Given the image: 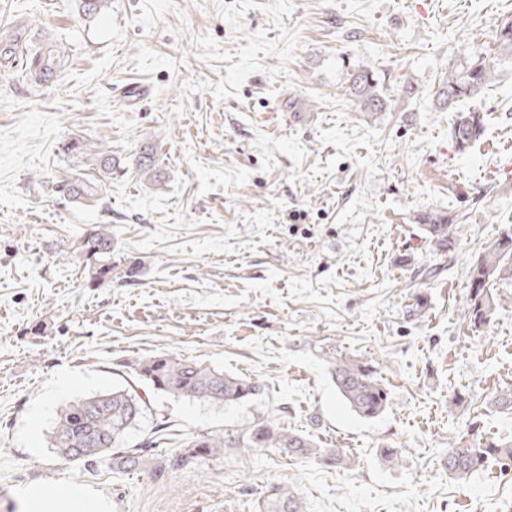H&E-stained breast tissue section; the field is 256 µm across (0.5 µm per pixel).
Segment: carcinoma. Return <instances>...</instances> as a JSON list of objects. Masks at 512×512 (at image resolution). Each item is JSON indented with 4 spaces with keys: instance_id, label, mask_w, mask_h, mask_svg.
I'll return each instance as SVG.
<instances>
[{
    "instance_id": "carcinoma-1",
    "label": "carcinoma",
    "mask_w": 512,
    "mask_h": 512,
    "mask_svg": "<svg viewBox=\"0 0 512 512\" xmlns=\"http://www.w3.org/2000/svg\"><path fill=\"white\" fill-rule=\"evenodd\" d=\"M19 43L18 37L10 33L0 37V60L15 59L19 54ZM497 45L500 53L512 56V21L500 28ZM33 59L39 71L32 70L28 60L22 78L39 87L57 75L64 62V51L47 42L35 52ZM494 65L493 59L479 56L461 71H448V75L438 81L435 106L450 110L458 102L477 95L492 76ZM348 93L363 112H381L385 108L378 84L367 66L350 74ZM483 130L480 113H458L450 131L456 150L466 152L480 139ZM154 155V148L148 146L138 156L136 169L140 174L153 173ZM60 188L67 196L78 198L89 206L104 200L101 184L81 172L74 174ZM420 222L429 242L441 252L453 253L455 228L449 216L428 213L420 217ZM107 228L106 224L98 225V229L82 238L76 247V257L83 261L91 287L110 283L114 278L126 282L139 276L138 265L121 268L112 262V234ZM467 277L470 288L466 321L468 326L477 328L487 323L499 306L500 296L493 293V285L512 281V225L505 226L500 236L467 268ZM330 365L339 395L359 417L373 419L388 408L389 390L374 376L373 367L333 355ZM129 369L149 389L175 399L228 405L251 399L263 391V385L255 379L231 375L222 369L175 356L137 359ZM149 407V396H141L134 388L120 385L71 401L57 411L49 435L50 447L68 461L91 465L102 456H110L113 463L124 468L150 463L151 451L169 444L178 445L179 453L157 464L160 469L188 467L218 455L226 448H274L291 455L314 458L330 467H345L351 463L339 449H321L311 439L268 420L257 422L244 431L182 435L176 424L163 419L156 421L148 437L130 439L129 433L147 415ZM491 459L512 467V441L452 437L445 467L449 478L462 481ZM261 512H306V509L290 489L275 484L262 499Z\"/></svg>"
}]
</instances>
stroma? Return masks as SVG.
Segmentation results:
<instances>
[{"mask_svg": "<svg viewBox=\"0 0 512 512\" xmlns=\"http://www.w3.org/2000/svg\"><path fill=\"white\" fill-rule=\"evenodd\" d=\"M0 0V28L65 47L56 81L0 61V512L28 488L76 483L107 512H257L269 486L307 512H512V467L466 481L449 437L512 438V282L489 324L464 318L465 270L512 224V57L496 33L512 0ZM479 55L489 83L463 110L467 152L437 110L438 80ZM369 66L387 104L360 112L348 75ZM82 144L70 153L66 143ZM159 143L162 180L133 155ZM111 151L104 206L63 195L86 155ZM454 218L453 254L422 214ZM109 225L136 281L89 287L72 255ZM426 301L410 313L412 294ZM174 354L264 384L249 402L151 398L136 437L271 419L350 455L333 468L270 448H228L166 476L57 456L59 406L108 390L127 359ZM375 368L390 405L365 420L340 399L330 356ZM398 451L378 460L381 446ZM484 130L483 117L480 112H459L454 121L450 136L458 152H466L472 144L480 139Z\"/></svg>", "mask_w": 512, "mask_h": 512, "instance_id": "1", "label": "stroma"}]
</instances>
